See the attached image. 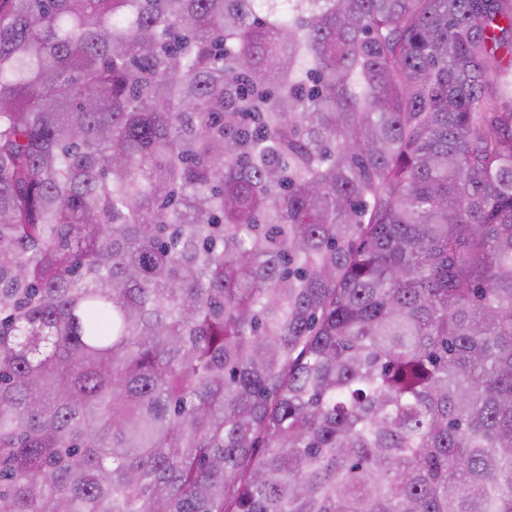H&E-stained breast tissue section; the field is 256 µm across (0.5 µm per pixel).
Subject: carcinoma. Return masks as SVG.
I'll list each match as a JSON object with an SVG mask.
<instances>
[{"label": "carcinoma", "mask_w": 512, "mask_h": 512, "mask_svg": "<svg viewBox=\"0 0 512 512\" xmlns=\"http://www.w3.org/2000/svg\"><path fill=\"white\" fill-rule=\"evenodd\" d=\"M0 512H512V0H0Z\"/></svg>", "instance_id": "carcinoma-1"}]
</instances>
